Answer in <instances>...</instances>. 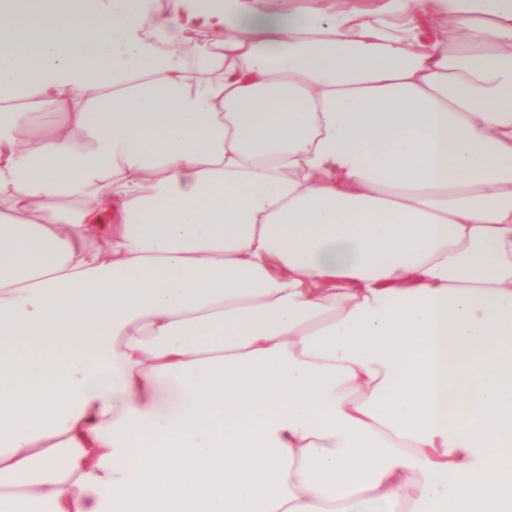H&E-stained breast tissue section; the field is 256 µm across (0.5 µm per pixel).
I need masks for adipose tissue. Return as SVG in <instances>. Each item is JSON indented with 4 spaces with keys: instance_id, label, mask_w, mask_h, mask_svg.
Masks as SVG:
<instances>
[{
    "instance_id": "1",
    "label": "adipose tissue",
    "mask_w": 512,
    "mask_h": 512,
    "mask_svg": "<svg viewBox=\"0 0 512 512\" xmlns=\"http://www.w3.org/2000/svg\"><path fill=\"white\" fill-rule=\"evenodd\" d=\"M269 3L0 0V512H512V0Z\"/></svg>"
}]
</instances>
